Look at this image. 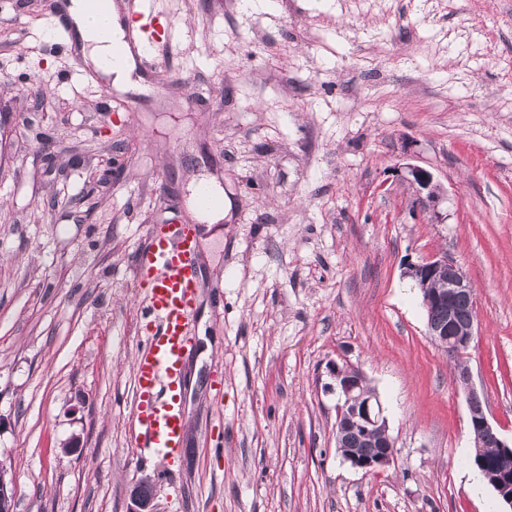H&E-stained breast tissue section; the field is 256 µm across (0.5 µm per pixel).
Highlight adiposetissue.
<instances>
[{
  "label": "adipose tissue",
  "instance_id": "ef3b65f1",
  "mask_svg": "<svg viewBox=\"0 0 512 512\" xmlns=\"http://www.w3.org/2000/svg\"><path fill=\"white\" fill-rule=\"evenodd\" d=\"M70 16L77 32V44L86 68L111 80L113 85L132 83L134 63L125 60L113 66H104L103 60L111 54L115 44L124 38V27L117 7L106 11L91 10L86 0H71Z\"/></svg>",
  "mask_w": 512,
  "mask_h": 512
}]
</instances>
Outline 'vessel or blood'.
<instances>
[{
  "instance_id": "vessel-or-blood-1",
  "label": "vessel or blood",
  "mask_w": 512,
  "mask_h": 512,
  "mask_svg": "<svg viewBox=\"0 0 512 512\" xmlns=\"http://www.w3.org/2000/svg\"><path fill=\"white\" fill-rule=\"evenodd\" d=\"M68 4L69 0H49L47 13L53 37L66 51L71 48ZM159 35L154 16L145 15L142 24L127 30L119 52L146 58L149 41ZM138 271L147 283L141 315L148 334L134 364L137 447L171 458L183 441L185 414L178 388L193 346L190 317L200 286L194 227L178 224L172 235L156 239L141 255Z\"/></svg>"
}]
</instances>
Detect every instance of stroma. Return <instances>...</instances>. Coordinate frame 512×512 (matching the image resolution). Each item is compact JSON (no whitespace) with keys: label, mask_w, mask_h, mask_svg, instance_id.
Masks as SVG:
<instances>
[{"label":"stroma","mask_w":512,"mask_h":512,"mask_svg":"<svg viewBox=\"0 0 512 512\" xmlns=\"http://www.w3.org/2000/svg\"><path fill=\"white\" fill-rule=\"evenodd\" d=\"M170 33L124 91L55 52L47 0H0V467L14 512H499L473 489L457 365L408 263L475 289L464 362L512 439V0H133ZM113 166L111 182L98 178ZM441 198L422 210L408 166ZM230 207L215 235L200 180ZM197 229L183 447H136V271ZM364 372L394 442L363 474L335 441L333 364ZM79 437L80 446L62 445Z\"/></svg>","instance_id":"obj_1"}]
</instances>
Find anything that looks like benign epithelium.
<instances>
[{"instance_id": "obj_1", "label": "benign epithelium", "mask_w": 512, "mask_h": 512, "mask_svg": "<svg viewBox=\"0 0 512 512\" xmlns=\"http://www.w3.org/2000/svg\"><path fill=\"white\" fill-rule=\"evenodd\" d=\"M411 182L422 191L418 200L425 205L435 203L439 197L440 187L433 182V175L419 167L410 168ZM448 271V289L441 293L432 292L429 284L442 271ZM404 275L411 279L419 289L426 309V334L446 352L462 353L469 349L476 335V323H471L465 331L455 330L457 315L455 301L459 298L474 300L475 288L462 267L448 257L429 258L417 263H410ZM336 381V393L342 404L337 407L336 448L344 462L365 474L375 473L393 462L394 443L387 440L382 451L372 458H363L346 446L345 431L353 429L369 430L384 418V409L378 395L373 394L362 400L355 396V391L366 382L364 373L354 367L345 366L331 370ZM456 381L463 390L469 410V422L476 429L490 437L502 453L494 467L496 479L494 487L502 506V512H512V442L502 438L488 419L482 399L474 386L473 377L468 366L457 369ZM141 483H135L129 493L131 506L129 512H153L152 500L145 499L140 493Z\"/></svg>"}]
</instances>
